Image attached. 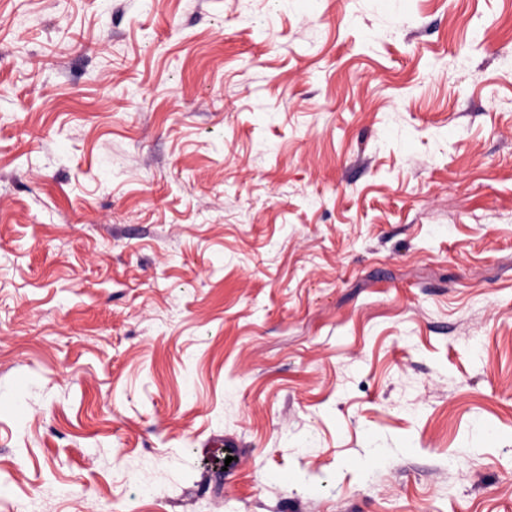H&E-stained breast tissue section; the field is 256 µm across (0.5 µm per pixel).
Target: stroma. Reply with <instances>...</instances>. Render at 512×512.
<instances>
[{"label": "stroma", "instance_id": "35a3bbf8", "mask_svg": "<svg viewBox=\"0 0 512 512\" xmlns=\"http://www.w3.org/2000/svg\"><path fill=\"white\" fill-rule=\"evenodd\" d=\"M0 512H512V0H0Z\"/></svg>", "mask_w": 512, "mask_h": 512}]
</instances>
